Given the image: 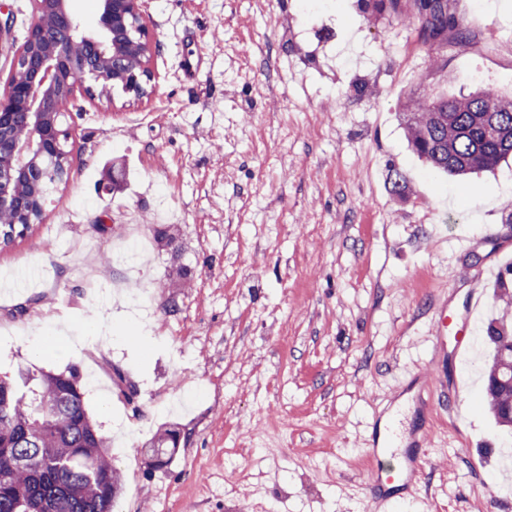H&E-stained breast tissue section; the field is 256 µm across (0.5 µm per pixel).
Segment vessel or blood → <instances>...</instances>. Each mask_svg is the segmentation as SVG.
<instances>
[{
  "label": "vessel or blood",
  "instance_id": "vessel-or-blood-1",
  "mask_svg": "<svg viewBox=\"0 0 512 512\" xmlns=\"http://www.w3.org/2000/svg\"><path fill=\"white\" fill-rule=\"evenodd\" d=\"M428 435L425 427L411 434L407 446L396 443L393 423L375 426L368 453L371 478L368 489L375 502L412 491L425 459L422 443Z\"/></svg>",
  "mask_w": 512,
  "mask_h": 512
}]
</instances>
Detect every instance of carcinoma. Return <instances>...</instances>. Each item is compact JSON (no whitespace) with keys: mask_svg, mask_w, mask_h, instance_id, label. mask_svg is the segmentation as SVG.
I'll return each mask as SVG.
<instances>
[{"mask_svg":"<svg viewBox=\"0 0 512 512\" xmlns=\"http://www.w3.org/2000/svg\"><path fill=\"white\" fill-rule=\"evenodd\" d=\"M419 35L459 44L468 31L448 16V0H416ZM407 141L433 168L456 176L490 169L512 156V103L484 91L461 97L427 93L404 113ZM492 350L484 400L496 424L512 432V322L486 327ZM166 426L149 442L164 457L179 447ZM108 438L89 417L78 368L0 376V512H113L122 475L109 458Z\"/></svg>","mask_w":512,"mask_h":512,"instance_id":"cac0c4a2","label":"carcinoma"}]
</instances>
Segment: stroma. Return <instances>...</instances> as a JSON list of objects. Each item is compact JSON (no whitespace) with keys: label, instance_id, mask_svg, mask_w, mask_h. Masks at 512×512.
I'll use <instances>...</instances> for the list:
<instances>
[{"label":"stroma","instance_id":"35a3bbf8","mask_svg":"<svg viewBox=\"0 0 512 512\" xmlns=\"http://www.w3.org/2000/svg\"><path fill=\"white\" fill-rule=\"evenodd\" d=\"M0 0L11 43L33 15ZM156 90L66 107L77 153L44 223L0 247V373L92 381L90 417L123 474L115 512H497L512 459L483 404L477 356L506 310L512 159L459 181L408 145L425 91L512 93V0H448L470 39L438 47L367 0H149ZM203 58L196 81L182 53ZM401 176L403 192L392 179ZM150 238L118 265L127 225ZM483 294L469 341L434 360L438 301ZM72 341L54 344L61 325ZM119 369L137 393L127 404ZM436 397L415 493L367 500V453L418 372ZM174 425L181 444L147 467ZM180 430L175 426H166L157 431L155 437L145 448H150L149 454H159L163 458L168 453L169 448H178L180 440L178 434Z\"/></svg>","mask_w":512,"mask_h":512}]
</instances>
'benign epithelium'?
I'll list each match as a JSON object with an SVG mask.
<instances>
[{"label": "benign epithelium", "mask_w": 512, "mask_h": 512, "mask_svg": "<svg viewBox=\"0 0 512 512\" xmlns=\"http://www.w3.org/2000/svg\"><path fill=\"white\" fill-rule=\"evenodd\" d=\"M34 13L0 90V217L13 225L0 245L42 222L47 196L74 160L63 100L112 104L151 98L156 41L146 0H96V24L79 22L73 0H33Z\"/></svg>", "instance_id": "7a95c632"}]
</instances>
